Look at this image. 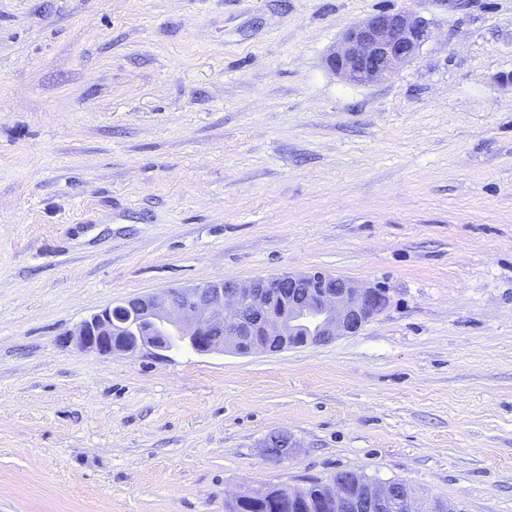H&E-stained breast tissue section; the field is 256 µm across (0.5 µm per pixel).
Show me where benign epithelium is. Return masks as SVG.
<instances>
[{
    "label": "benign epithelium",
    "mask_w": 512,
    "mask_h": 512,
    "mask_svg": "<svg viewBox=\"0 0 512 512\" xmlns=\"http://www.w3.org/2000/svg\"><path fill=\"white\" fill-rule=\"evenodd\" d=\"M429 25L414 12H382L348 28L327 57L329 69L357 84L380 82L412 60L428 39ZM386 303L375 287L322 272L286 273L245 283L216 280L138 297L108 306L82 321L69 340L99 354H156L189 348L200 354L233 350H263L268 341L283 339L290 346L327 342L357 333ZM134 307L130 318L122 312ZM248 349H242L244 340ZM275 461L297 447L282 432L261 443ZM394 483L376 485L366 500L354 501L348 512H394L406 507Z\"/></svg>",
    "instance_id": "benign-epithelium-1"
}]
</instances>
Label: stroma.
<instances>
[{"label": "stroma", "instance_id": "35a3bbf8", "mask_svg": "<svg viewBox=\"0 0 512 512\" xmlns=\"http://www.w3.org/2000/svg\"><path fill=\"white\" fill-rule=\"evenodd\" d=\"M408 9L431 34L390 78L327 68ZM311 270L387 306L279 352L63 342ZM343 471L512 512V0H0V512H224ZM261 448H265L266 455L275 461H282L288 459V448H298L296 441L293 438L282 432H271L268 434L261 443ZM272 448H284L279 454L272 451ZM285 490L271 484L250 487L224 500V512H279L277 505Z\"/></svg>", "mask_w": 512, "mask_h": 512}]
</instances>
